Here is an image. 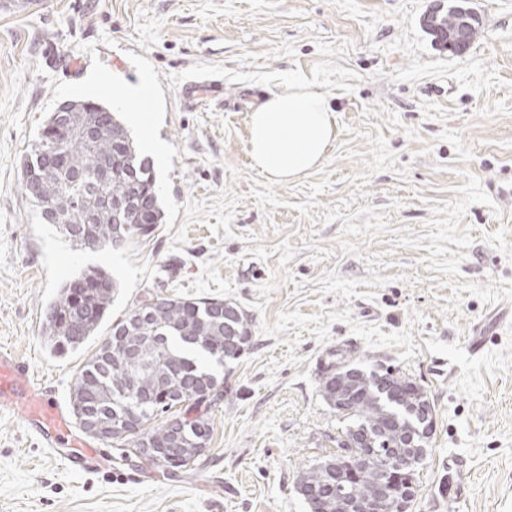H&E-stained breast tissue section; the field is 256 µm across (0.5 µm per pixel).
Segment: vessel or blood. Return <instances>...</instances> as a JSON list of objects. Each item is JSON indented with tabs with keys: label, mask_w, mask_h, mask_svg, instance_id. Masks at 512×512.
<instances>
[{
	"label": "vessel or blood",
	"mask_w": 512,
	"mask_h": 512,
	"mask_svg": "<svg viewBox=\"0 0 512 512\" xmlns=\"http://www.w3.org/2000/svg\"><path fill=\"white\" fill-rule=\"evenodd\" d=\"M26 372L15 355L0 350V411L24 410L29 431L51 457L85 472L101 470L106 454L73 432L67 412L50 391L29 380Z\"/></svg>",
	"instance_id": "b4317fda"
}]
</instances>
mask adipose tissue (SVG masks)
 Segmentation results:
<instances>
[{"mask_svg": "<svg viewBox=\"0 0 512 512\" xmlns=\"http://www.w3.org/2000/svg\"><path fill=\"white\" fill-rule=\"evenodd\" d=\"M336 138V115L325 96L296 78L249 114L248 155L272 181H293L318 167Z\"/></svg>", "mask_w": 512, "mask_h": 512, "instance_id": "obj_1", "label": "adipose tissue"}]
</instances>
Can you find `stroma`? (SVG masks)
Listing matches in <instances>:
<instances>
[{"instance_id": "35a3bbf8", "label": "stroma", "mask_w": 512, "mask_h": 512, "mask_svg": "<svg viewBox=\"0 0 512 512\" xmlns=\"http://www.w3.org/2000/svg\"><path fill=\"white\" fill-rule=\"evenodd\" d=\"M454 5L479 18L461 55L428 24ZM146 77L165 220L77 247L38 220L22 163L68 101L103 104L140 140L124 89ZM292 78L324 94L337 137L276 183L250 165L248 114ZM94 267L119 284L109 319L54 352L44 313ZM150 292L252 323L193 471L70 470L18 410L0 414V512H308L299 475L345 428L321 392L340 354L409 374L434 407L410 512H512V0H0V349L68 402Z\"/></svg>"}]
</instances>
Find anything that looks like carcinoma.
<instances>
[{
    "mask_svg": "<svg viewBox=\"0 0 512 512\" xmlns=\"http://www.w3.org/2000/svg\"><path fill=\"white\" fill-rule=\"evenodd\" d=\"M70 133L49 137L58 123L51 113L35 148L23 163L22 189L47 222L58 223L69 240L85 246L92 238L108 246L116 238L128 241L149 236L163 223L165 213L155 190L152 161L138 152L116 113L93 101H70ZM117 282L98 268L65 283L46 309L43 333L57 351L77 349L96 335L106 321ZM222 299H188L149 294L133 304L112 324L106 340L109 353L98 347L79 369L70 393V410L102 417L109 429L94 435L115 440L124 451L162 448L171 443L167 423L184 422V445L163 474L178 477L194 469L189 448H205L211 440L209 419L184 417L177 404L196 407L217 398L224 384L213 366H223L220 353L236 337L249 347L252 339L246 316L214 319L212 311ZM414 380L390 366L371 364L363 369L356 387V403L344 415L352 421L351 437L363 431L376 439L387 455L413 433L418 444L427 443V422L414 407ZM151 399L146 415L127 424L133 405ZM159 423L146 428L145 423ZM372 472L357 475L340 489L320 479L319 465L307 467L299 485L316 512H336V496L362 499L375 493Z\"/></svg>",
    "mask_w": 512,
    "mask_h": 512,
    "instance_id": "obj_1",
    "label": "carcinoma"
}]
</instances>
